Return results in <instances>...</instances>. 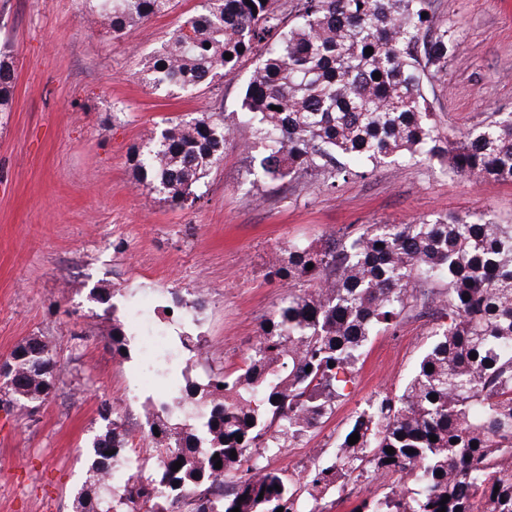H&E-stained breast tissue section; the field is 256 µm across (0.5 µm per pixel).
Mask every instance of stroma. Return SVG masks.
Wrapping results in <instances>:
<instances>
[{
  "instance_id": "obj_1",
  "label": "stroma",
  "mask_w": 512,
  "mask_h": 512,
  "mask_svg": "<svg viewBox=\"0 0 512 512\" xmlns=\"http://www.w3.org/2000/svg\"><path fill=\"white\" fill-rule=\"evenodd\" d=\"M202 2L175 0L115 37L87 23L84 0H0V43L15 60L12 110L0 115V361L41 336L62 365L37 411L0 407V512H73L102 404L122 411L141 454L146 409L166 400L181 371L202 383L209 370L241 366L264 319L302 287L271 274L289 244L434 213L487 211L512 224V183L447 174L443 158L382 165L331 193L314 181H254L253 152L235 141L195 203L143 194L132 145L200 112L229 128L241 118L250 64L175 98L139 80L141 58ZM433 11L459 34L447 76L427 90L441 131L456 136L512 112V0H435ZM94 288L110 303L92 300ZM174 291L187 300L203 293L204 308L165 315ZM116 322L129 340L121 356L112 350ZM435 323L428 314L373 336L335 413L266 464L301 473L327 462L368 400L403 388ZM185 335L206 340L192 367L166 358Z\"/></svg>"
}]
</instances>
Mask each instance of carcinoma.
Returning a JSON list of instances; mask_svg holds the SVG:
<instances>
[{
	"label": "carcinoma",
	"instance_id": "cac0c4a2",
	"mask_svg": "<svg viewBox=\"0 0 512 512\" xmlns=\"http://www.w3.org/2000/svg\"><path fill=\"white\" fill-rule=\"evenodd\" d=\"M433 2L295 0L288 10L281 0H205L141 60L140 78L174 95L253 59L242 99L247 119L235 129L205 113L168 123L130 149L138 185L184 204L232 136L248 149L262 146L254 168L270 181L313 178L334 190L382 164L445 153L454 175L512 183L511 112L454 142L437 130L427 83L448 71L458 38L434 26ZM87 3L88 20L115 37L173 7V0ZM13 80L14 57L3 45L0 112L11 111ZM274 276L314 287L288 290L236 377L187 378L148 413L150 468L131 466L118 412L102 406L90 488L77 492L75 512H323L325 491L354 472L391 485L355 500L350 512H512L511 224L488 211L367 224L316 247L288 246ZM432 303L435 339L410 379L355 416L329 463L295 475L250 455L303 440L345 397L371 337L396 331ZM181 346L189 359L203 358V337L183 336ZM12 356L19 386L7 402L35 410L61 365L39 336Z\"/></svg>",
	"mask_w": 512,
	"mask_h": 512
}]
</instances>
